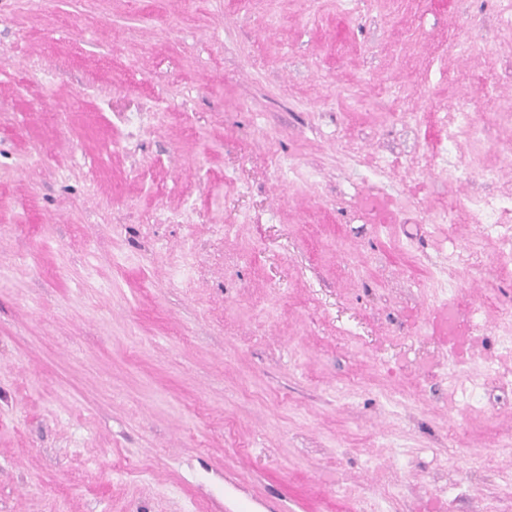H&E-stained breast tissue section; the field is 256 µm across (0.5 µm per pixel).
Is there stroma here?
<instances>
[{
    "label": "stroma",
    "mask_w": 512,
    "mask_h": 512,
    "mask_svg": "<svg viewBox=\"0 0 512 512\" xmlns=\"http://www.w3.org/2000/svg\"><path fill=\"white\" fill-rule=\"evenodd\" d=\"M508 190L512 0H0V512H512Z\"/></svg>",
    "instance_id": "obj_1"
}]
</instances>
